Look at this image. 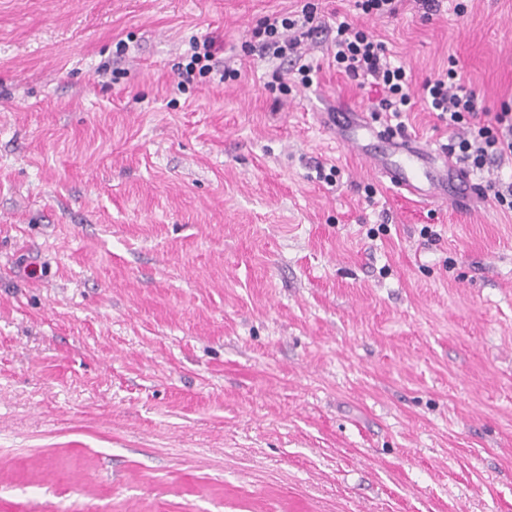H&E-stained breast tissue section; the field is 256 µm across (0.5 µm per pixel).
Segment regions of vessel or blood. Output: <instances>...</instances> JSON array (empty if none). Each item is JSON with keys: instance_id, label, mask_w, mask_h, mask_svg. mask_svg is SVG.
Wrapping results in <instances>:
<instances>
[{"instance_id": "vessel-or-blood-1", "label": "vessel or blood", "mask_w": 512, "mask_h": 512, "mask_svg": "<svg viewBox=\"0 0 512 512\" xmlns=\"http://www.w3.org/2000/svg\"><path fill=\"white\" fill-rule=\"evenodd\" d=\"M337 143L365 157L375 173L392 188L433 207L447 203L465 206L479 198L480 185L448 156L438 155L414 137L383 136L364 113L346 119L340 115L322 119Z\"/></svg>"}]
</instances>
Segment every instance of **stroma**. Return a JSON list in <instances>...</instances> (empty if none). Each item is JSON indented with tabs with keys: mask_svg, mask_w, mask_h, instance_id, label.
Wrapping results in <instances>:
<instances>
[{
	"mask_svg": "<svg viewBox=\"0 0 512 512\" xmlns=\"http://www.w3.org/2000/svg\"><path fill=\"white\" fill-rule=\"evenodd\" d=\"M307 4L410 72L433 148L426 81L512 105V0H0V512H512V211L329 139L376 92L328 31L271 88L250 33ZM208 35L237 80L183 81Z\"/></svg>",
	"mask_w": 512,
	"mask_h": 512,
	"instance_id": "35a3bbf8",
	"label": "stroma"
}]
</instances>
